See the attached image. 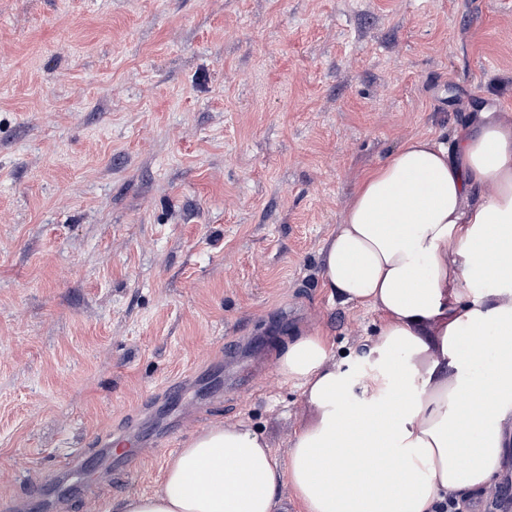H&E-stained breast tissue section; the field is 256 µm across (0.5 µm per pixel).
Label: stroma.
I'll use <instances>...</instances> for the list:
<instances>
[{
  "label": "stroma",
  "mask_w": 512,
  "mask_h": 512,
  "mask_svg": "<svg viewBox=\"0 0 512 512\" xmlns=\"http://www.w3.org/2000/svg\"><path fill=\"white\" fill-rule=\"evenodd\" d=\"M485 109L512 0H0V501L44 512L37 474L133 420L137 471L70 512L217 421L285 458L312 412L277 352L319 332L352 374L381 322L323 285L341 211Z\"/></svg>",
  "instance_id": "1"
}]
</instances>
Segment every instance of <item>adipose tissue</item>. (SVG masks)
<instances>
[{
    "instance_id": "adipose-tissue-1",
    "label": "adipose tissue",
    "mask_w": 512,
    "mask_h": 512,
    "mask_svg": "<svg viewBox=\"0 0 512 512\" xmlns=\"http://www.w3.org/2000/svg\"><path fill=\"white\" fill-rule=\"evenodd\" d=\"M497 260L489 270L487 256ZM331 296L371 307L376 369L354 383L327 337L300 336L275 360L315 413L286 459L243 422L186 441L156 491L112 512H439L486 490L512 445V119L484 112L448 146L415 136L358 184L323 249ZM494 336L482 365L474 336ZM489 388L487 415L465 412ZM348 474L336 484L320 475Z\"/></svg>"
}]
</instances>
